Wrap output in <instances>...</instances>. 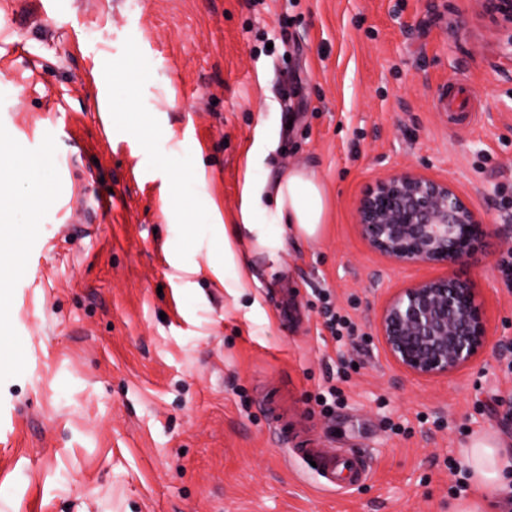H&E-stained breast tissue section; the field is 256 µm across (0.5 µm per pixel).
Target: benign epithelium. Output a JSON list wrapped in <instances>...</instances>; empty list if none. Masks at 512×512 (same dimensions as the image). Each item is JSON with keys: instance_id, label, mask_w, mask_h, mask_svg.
Returning <instances> with one entry per match:
<instances>
[{"instance_id": "1", "label": "benign epithelium", "mask_w": 512, "mask_h": 512, "mask_svg": "<svg viewBox=\"0 0 512 512\" xmlns=\"http://www.w3.org/2000/svg\"><path fill=\"white\" fill-rule=\"evenodd\" d=\"M512 48V0H489ZM369 247L405 265L466 262L487 229L445 181L404 171L377 180L357 204ZM379 335L391 358L425 378L449 376L487 346L486 316L473 284L451 275L415 282L384 306Z\"/></svg>"}]
</instances>
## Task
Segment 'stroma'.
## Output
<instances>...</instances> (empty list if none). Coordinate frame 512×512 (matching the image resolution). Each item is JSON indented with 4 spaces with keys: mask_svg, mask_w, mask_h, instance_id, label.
<instances>
[{
    "mask_svg": "<svg viewBox=\"0 0 512 512\" xmlns=\"http://www.w3.org/2000/svg\"><path fill=\"white\" fill-rule=\"evenodd\" d=\"M42 3L0 0V147L49 187L35 209L14 176L0 242L31 257L0 267V512H456L471 435L512 439V52L488 0ZM299 166L326 190L321 236L274 260L241 239L256 281L228 293L210 202L235 223L245 171ZM401 171L450 181L489 226L454 273L491 344L447 377L405 371L378 334L396 291L447 273L359 234L358 199ZM328 308L352 338L331 339ZM299 448L369 474L326 491ZM179 176L176 173L171 175L167 182L168 202L172 210L189 215L193 209V201L182 195L178 189Z\"/></svg>",
    "mask_w": 512,
    "mask_h": 512,
    "instance_id": "35a3bbf8",
    "label": "stroma"
}]
</instances>
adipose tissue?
I'll return each mask as SVG.
<instances>
[{
    "instance_id": "ef3b65f1",
    "label": "adipose tissue",
    "mask_w": 512,
    "mask_h": 512,
    "mask_svg": "<svg viewBox=\"0 0 512 512\" xmlns=\"http://www.w3.org/2000/svg\"><path fill=\"white\" fill-rule=\"evenodd\" d=\"M274 193L276 212L267 223L257 220L261 197L254 193L249 182L244 185L245 201L237 224H225L219 208L210 207L209 221L224 241V255L215 272L222 275L225 287H245L252 277L250 270L236 260L234 237L249 233L254 248L274 255L284 247V229H291L306 240L320 236L326 212V192L313 172L304 168L289 171L287 176L276 181ZM464 463L474 486L487 499H494L501 487L504 468L512 466V446L490 435L474 437L464 451Z\"/></svg>"
}]
</instances>
